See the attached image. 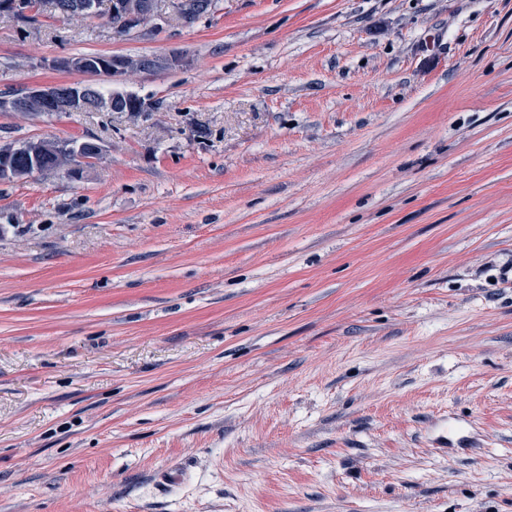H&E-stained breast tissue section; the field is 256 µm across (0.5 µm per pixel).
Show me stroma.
<instances>
[{
  "mask_svg": "<svg viewBox=\"0 0 512 512\" xmlns=\"http://www.w3.org/2000/svg\"><path fill=\"white\" fill-rule=\"evenodd\" d=\"M92 81L154 109L0 113L102 147L0 181V512H512V0L0 15ZM123 1L126 0H109L108 8H105L102 11L98 10L97 17L106 18L107 24L112 27V24L117 25L120 22L118 17H112V12L114 14H119L122 17V23L125 30L129 31V34L139 31L141 28L149 24L153 29L160 30L163 28V24L167 22L165 13H162L161 10L155 8L154 3H156V1L144 0V2L137 6H132ZM104 56V54H84L78 57H70L71 61L79 66L74 71L91 74L94 70L91 66L97 63V60ZM71 61L67 58H60L53 62L54 67L69 68L72 66ZM98 76L109 77L125 73V57L106 55L99 60Z\"/></svg>",
  "mask_w": 512,
  "mask_h": 512,
  "instance_id": "stroma-1",
  "label": "stroma"
}]
</instances>
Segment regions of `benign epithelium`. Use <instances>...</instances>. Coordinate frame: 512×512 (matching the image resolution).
Returning <instances> with one entry per match:
<instances>
[{
	"mask_svg": "<svg viewBox=\"0 0 512 512\" xmlns=\"http://www.w3.org/2000/svg\"><path fill=\"white\" fill-rule=\"evenodd\" d=\"M170 6L174 14L187 21L194 15L213 8L207 0H171ZM0 12L10 14L16 20L25 22L35 13L32 0H0ZM112 12L122 17L125 30L133 33L146 25L155 30L163 28L167 17L155 8L154 0H144L132 6L125 0H113ZM126 71L125 57L106 55L99 60L98 73L103 77L115 76ZM95 84L55 83L34 85L19 96L1 97L0 112H25L37 109L44 112H83L86 110V99L93 93ZM85 143L71 141L58 147L43 139L28 142L27 149L33 162L45 161V156L55 152L67 157L65 164H47L44 170H60L84 161ZM11 150H0V181L13 180L16 177L15 165L11 161Z\"/></svg>",
	"mask_w": 512,
	"mask_h": 512,
	"instance_id": "obj_1",
	"label": "benign epithelium"
}]
</instances>
